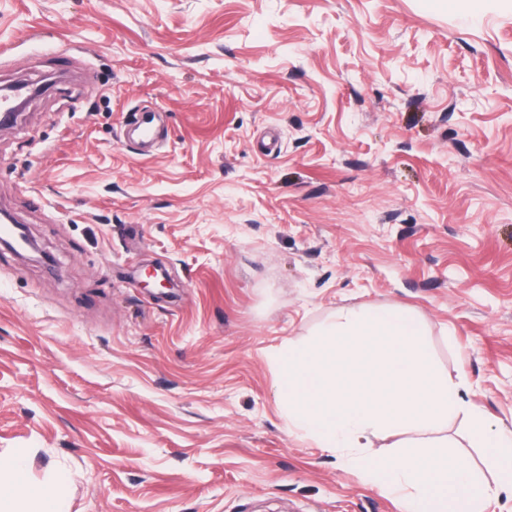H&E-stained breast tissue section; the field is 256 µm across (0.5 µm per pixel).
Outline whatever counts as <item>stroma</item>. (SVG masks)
Returning a JSON list of instances; mask_svg holds the SVG:
<instances>
[{
	"mask_svg": "<svg viewBox=\"0 0 512 512\" xmlns=\"http://www.w3.org/2000/svg\"><path fill=\"white\" fill-rule=\"evenodd\" d=\"M0 455L69 512H399L289 428L275 352L418 316L512 430V8L0 0ZM166 269V294L142 287Z\"/></svg>",
	"mask_w": 512,
	"mask_h": 512,
	"instance_id": "1",
	"label": "stroma"
}]
</instances>
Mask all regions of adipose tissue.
<instances>
[{
  "label": "adipose tissue",
  "instance_id": "1",
  "mask_svg": "<svg viewBox=\"0 0 512 512\" xmlns=\"http://www.w3.org/2000/svg\"><path fill=\"white\" fill-rule=\"evenodd\" d=\"M67 498L65 479H56L45 491L28 485L23 452L0 459V512H67Z\"/></svg>",
  "mask_w": 512,
  "mask_h": 512
}]
</instances>
